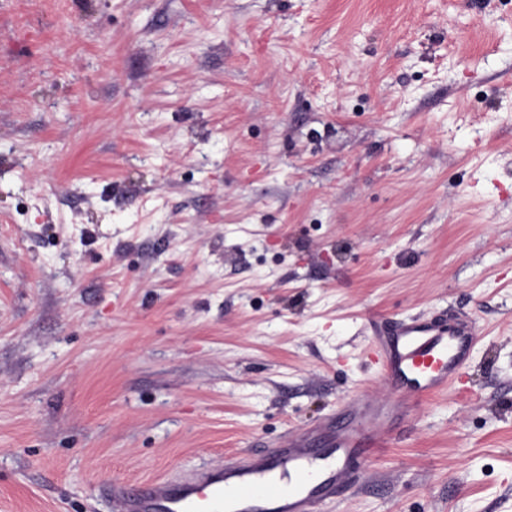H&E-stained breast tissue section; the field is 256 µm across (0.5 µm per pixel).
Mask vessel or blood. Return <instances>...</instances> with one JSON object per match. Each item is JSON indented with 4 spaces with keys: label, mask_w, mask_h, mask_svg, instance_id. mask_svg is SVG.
I'll return each instance as SVG.
<instances>
[{
    "label": "vessel or blood",
    "mask_w": 512,
    "mask_h": 512,
    "mask_svg": "<svg viewBox=\"0 0 512 512\" xmlns=\"http://www.w3.org/2000/svg\"><path fill=\"white\" fill-rule=\"evenodd\" d=\"M477 340L472 323L411 318L388 325L373 353L408 414L459 379ZM358 394L337 414V426L311 429L266 451H245L179 481L135 486L113 482L118 512H321L346 495L367 459L390 438L382 418L367 416Z\"/></svg>",
    "instance_id": "vessel-or-blood-1"
}]
</instances>
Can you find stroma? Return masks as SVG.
Instances as JSON below:
<instances>
[{
    "mask_svg": "<svg viewBox=\"0 0 512 512\" xmlns=\"http://www.w3.org/2000/svg\"><path fill=\"white\" fill-rule=\"evenodd\" d=\"M324 512H512V0H0V512H116L394 399ZM477 340L472 323L411 318L388 325L376 336L373 353L386 382L409 414L423 400L448 392L461 377Z\"/></svg>",
    "mask_w": 512,
    "mask_h": 512,
    "instance_id": "stroma-1",
    "label": "stroma"
}]
</instances>
